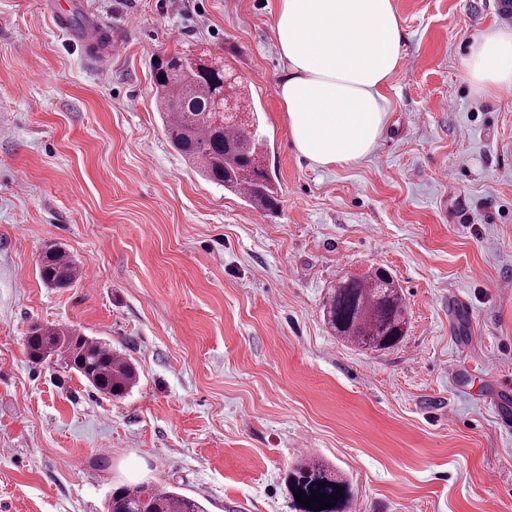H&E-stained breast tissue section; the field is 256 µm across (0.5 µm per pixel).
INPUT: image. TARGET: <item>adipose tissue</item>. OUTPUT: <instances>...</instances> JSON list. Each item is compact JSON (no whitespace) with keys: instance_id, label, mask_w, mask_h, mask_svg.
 Returning <instances> with one entry per match:
<instances>
[{"instance_id":"adipose-tissue-1","label":"adipose tissue","mask_w":512,"mask_h":512,"mask_svg":"<svg viewBox=\"0 0 512 512\" xmlns=\"http://www.w3.org/2000/svg\"><path fill=\"white\" fill-rule=\"evenodd\" d=\"M273 30L285 62L276 95L299 156L330 167L370 154L401 58L394 0H277ZM464 72L478 93L512 88V30L476 38Z\"/></svg>"}]
</instances>
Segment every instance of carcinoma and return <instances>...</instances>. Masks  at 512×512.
<instances>
[{
    "instance_id": "obj_1",
    "label": "carcinoma",
    "mask_w": 512,
    "mask_h": 512,
    "mask_svg": "<svg viewBox=\"0 0 512 512\" xmlns=\"http://www.w3.org/2000/svg\"><path fill=\"white\" fill-rule=\"evenodd\" d=\"M190 55H172L153 66L167 136L186 160L209 182L244 197L256 207L273 210L278 191L263 158L266 139L255 108L230 81L226 69H193ZM231 97L237 111H213ZM39 276L50 288H67L80 277L76 263L55 242L43 245L37 260ZM323 317L336 336L372 351L398 345L409 329V312L400 288L382 269L343 277L323 304ZM29 357L43 361L56 355L104 395L119 396L138 384L132 363L107 344L75 330L34 326L26 338ZM289 497H329L333 507L322 512H352L350 483L313 456L288 471ZM109 512H205L195 499L171 487L135 485L112 491Z\"/></svg>"
}]
</instances>
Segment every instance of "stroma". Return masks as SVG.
Returning a JSON list of instances; mask_svg holds the SVG:
<instances>
[{
  "label": "stroma",
  "instance_id": "1",
  "mask_svg": "<svg viewBox=\"0 0 512 512\" xmlns=\"http://www.w3.org/2000/svg\"><path fill=\"white\" fill-rule=\"evenodd\" d=\"M119 45L106 67L42 0H0V512H107L113 489L173 486L206 512H293L316 455L354 512H512V88L475 92L474 38L512 0H395L404 31L372 152L320 169L275 96L276 0H76ZM231 66L267 138L279 207L254 209L171 147L151 62ZM56 242L84 277L41 281ZM381 267L410 327L372 352L325 324L336 281ZM135 364L96 391L32 325Z\"/></svg>",
  "mask_w": 512,
  "mask_h": 512
}]
</instances>
